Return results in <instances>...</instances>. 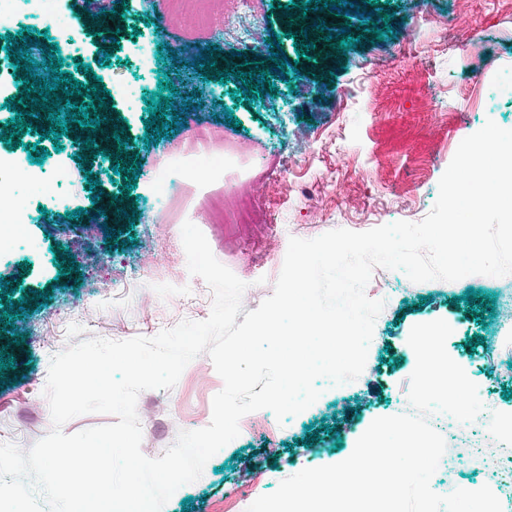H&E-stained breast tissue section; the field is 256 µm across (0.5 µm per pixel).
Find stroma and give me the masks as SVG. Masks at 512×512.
I'll return each instance as SVG.
<instances>
[{
  "mask_svg": "<svg viewBox=\"0 0 512 512\" xmlns=\"http://www.w3.org/2000/svg\"><path fill=\"white\" fill-rule=\"evenodd\" d=\"M293 0H263L260 37L242 59L261 62L271 54L269 37L280 34L284 52L297 61L290 83L272 76L275 94L251 106L236 105L237 78L219 84L202 78L190 63L205 47L216 48L217 70L235 67L232 46L223 32L208 26L222 19L224 0H54L58 11L76 18V63L69 71L84 85L101 77L106 107L129 137L130 152L142 168L137 186L125 191L124 179H112L111 165L100 158L76 162L68 138L60 152H49L46 172L37 183L26 174L33 161L25 143L39 140L24 132L21 146L8 148L6 122L14 111L0 108V182L11 185L34 206L21 238L0 245V279L23 284L24 297L47 292L48 304L35 306L12 330L0 331V351L13 357V368L0 372V443L30 448L52 428L43 394L52 357L68 343L67 328L82 326L83 338L125 340L153 337L180 321L206 319L213 294L191 275L181 241L184 222L205 235L215 258L247 289L244 311L269 297L283 266L288 242L311 239L333 229L363 232L395 221L419 222L433 207L438 182L460 142L494 121L512 129V0H378L359 13L331 17V33L344 26L368 34L360 16L373 12L382 20L392 11V33L381 40L328 55L298 59L288 38L286 7ZM124 11L119 28L111 13ZM430 22L419 25L421 13ZM170 28L158 32V19ZM142 35H134V28ZM169 45L174 57L159 56ZM110 65H100L103 54ZM90 64V72L79 63ZM169 76L183 96L212 98L209 109L189 107L167 138L145 146V100ZM233 109L235 123L224 114ZM247 144L254 175L235 164L222 165L221 176L202 183L193 173L222 155L214 145L189 159L164 163L166 152L186 149L190 124ZM93 174L104 199L121 198L135 212L134 244L107 242L98 206L92 205L85 180ZM236 174L235 186L254 217L250 224L224 221V176ZM175 183L169 197L156 184ZM80 210L75 220L67 214ZM74 257L76 275L59 276L58 259ZM477 290L496 306L512 302V275H471L448 282H411L400 271L375 269L366 288L385 305L374 325L367 360L357 380L338 391H324L296 416L277 422L260 410L244 416L240 434L205 465L201 477L180 487L163 512H246L259 496L306 468L320 467L337 454L353 451L357 439L379 417L404 413L409 377L416 357L408 344L412 327L436 319L452 328L447 351L464 365L482 402L512 412V327L499 316L467 311L461 298ZM482 344H475V337ZM208 355L195 358L169 390H147L137 401L145 456H162L180 431L201 429L212 418V401L222 389ZM332 433H323V425ZM471 442L457 452L455 469L438 467L432 477L436 493L460 487L489 486L495 495H512V473L499 454L479 452L488 436L482 424L471 425ZM315 433L304 446L307 433Z\"/></svg>",
  "mask_w": 512,
  "mask_h": 512,
  "instance_id": "obj_1",
  "label": "stroma"
}]
</instances>
